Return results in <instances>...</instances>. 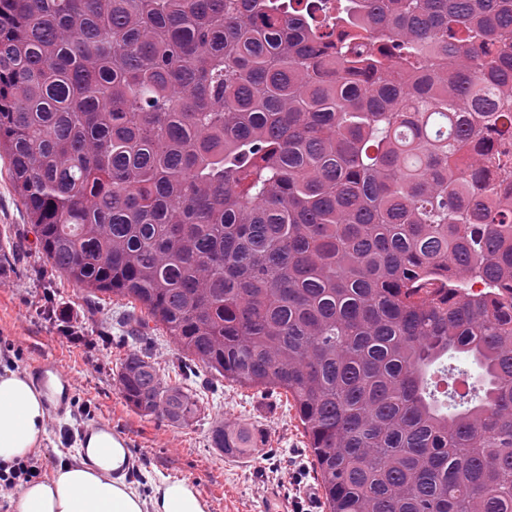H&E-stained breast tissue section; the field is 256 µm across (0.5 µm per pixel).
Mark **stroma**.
Instances as JSON below:
<instances>
[{
	"label": "stroma",
	"mask_w": 512,
	"mask_h": 512,
	"mask_svg": "<svg viewBox=\"0 0 512 512\" xmlns=\"http://www.w3.org/2000/svg\"><path fill=\"white\" fill-rule=\"evenodd\" d=\"M2 233L10 236L17 254L0 261V375L29 376L48 362L67 378L73 395L65 416L49 417L47 436L35 456L42 475L77 459L82 426L98 420L128 439L139 459L132 479L142 494H150L159 482L186 478L207 512H259L277 493L324 512L308 439L295 409L284 401L261 399L254 389L228 380L211 383L202 376L192 391L205 409L190 426L141 415L127 404L117 382L120 362L133 348L121 338L123 307L105 295L90 296L44 261L4 156ZM217 420L251 428L256 447L236 456L210 447L209 429Z\"/></svg>",
	"instance_id": "1"
}]
</instances>
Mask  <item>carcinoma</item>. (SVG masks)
Wrapping results in <instances>:
<instances>
[{
	"mask_svg": "<svg viewBox=\"0 0 512 512\" xmlns=\"http://www.w3.org/2000/svg\"><path fill=\"white\" fill-rule=\"evenodd\" d=\"M0 149L51 268L144 310L137 412L203 372L292 399L326 512H512V0H0ZM153 336L151 355L161 373H165L167 377L168 369L173 363L177 362V348L168 333L163 331L162 328L155 331Z\"/></svg>",
	"mask_w": 512,
	"mask_h": 512,
	"instance_id": "obj_1",
	"label": "carcinoma"
}]
</instances>
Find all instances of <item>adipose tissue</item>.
Returning <instances> with one entry per match:
<instances>
[{
	"mask_svg": "<svg viewBox=\"0 0 512 512\" xmlns=\"http://www.w3.org/2000/svg\"><path fill=\"white\" fill-rule=\"evenodd\" d=\"M49 415L42 397L20 374L0 376V462L25 460L38 451ZM87 461L59 467L51 476L33 478L12 495L14 512H205L187 480L156 485L142 496L111 471L124 462L120 446L105 447L101 436L87 442Z\"/></svg>",
	"mask_w": 512,
	"mask_h": 512,
	"instance_id": "1",
	"label": "adipose tissue"
}]
</instances>
